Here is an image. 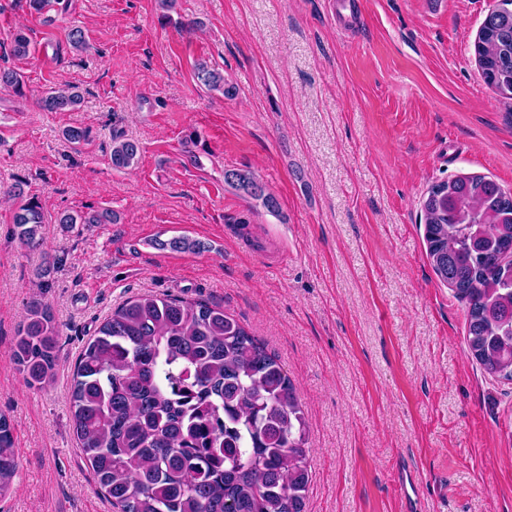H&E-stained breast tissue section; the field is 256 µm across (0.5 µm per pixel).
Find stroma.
<instances>
[{
	"label": "stroma",
	"instance_id": "1",
	"mask_svg": "<svg viewBox=\"0 0 512 512\" xmlns=\"http://www.w3.org/2000/svg\"><path fill=\"white\" fill-rule=\"evenodd\" d=\"M495 0H0V186L45 215L29 250L0 197V414L19 472L0 512H113L74 437L75 361L123 300L223 306L275 354L311 431L306 512H512V383L471 356L465 304L427 258L421 204L480 175L512 191V101L474 40ZM26 28L20 60L10 34ZM81 29L89 43L68 41ZM205 61L237 95L208 92ZM82 104L43 110L53 88ZM89 129L73 145L62 131ZM198 142L186 150L184 141ZM138 162L110 160L113 135ZM249 170L278 213L224 181ZM111 210V224H62ZM185 237L197 251L168 242ZM58 331L54 375L30 388L11 348L32 300ZM139 145L136 141L118 135L112 137V166L125 169L134 166L138 161Z\"/></svg>",
	"mask_w": 512,
	"mask_h": 512
}]
</instances>
